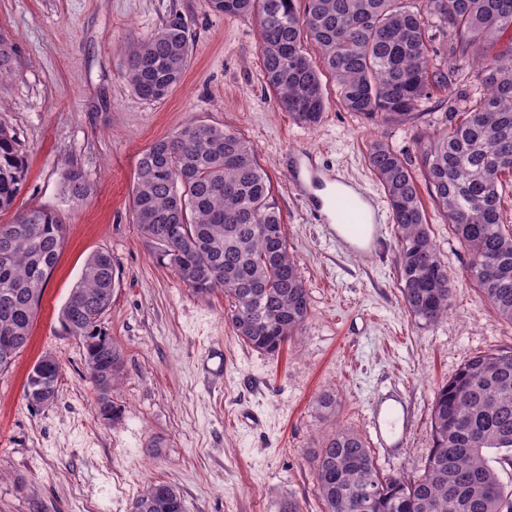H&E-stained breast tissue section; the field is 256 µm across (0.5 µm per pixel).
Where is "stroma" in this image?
I'll return each mask as SVG.
<instances>
[{
	"instance_id": "1",
	"label": "stroma",
	"mask_w": 512,
	"mask_h": 512,
	"mask_svg": "<svg viewBox=\"0 0 512 512\" xmlns=\"http://www.w3.org/2000/svg\"><path fill=\"white\" fill-rule=\"evenodd\" d=\"M191 26L193 51L180 85L163 101L141 100L121 76L124 45L145 39L170 11ZM0 38L13 43V74L0 81V126L29 159L12 210L57 212L67 228L58 264L40 301L31 339L0 371V512H130L148 482L173 484L185 512H321L312 453L342 426L360 434L383 473L422 475L432 448L435 390L470 356L512 347L500 319L468 277L469 254L438 212L431 236L454 276L447 318L428 324L404 308L390 215L370 252H358L308 211L290 183L292 154L381 189L371 144L388 142L417 161L421 131L448 124L447 91L415 123L381 128L344 111L328 86L322 122L297 123L273 104L262 78L254 17H225L208 0H0ZM197 121L233 130L258 151L285 224L288 251L310 296L297 343L276 355L246 347L225 316L222 292L198 296L160 260L133 221L138 161L156 139ZM80 167L91 185L67 201L63 176ZM110 252L118 284L102 324L125 351L111 399L122 410L102 420L85 376L80 343L58 316L87 257ZM61 365L57 400L27 405L23 387L35 362ZM224 369L214 372L212 358ZM331 392L336 405L321 408ZM399 418L378 447L380 408Z\"/></svg>"
}]
</instances>
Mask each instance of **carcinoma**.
Instances as JSON below:
<instances>
[{
    "label": "carcinoma",
    "mask_w": 512,
    "mask_h": 512,
    "mask_svg": "<svg viewBox=\"0 0 512 512\" xmlns=\"http://www.w3.org/2000/svg\"><path fill=\"white\" fill-rule=\"evenodd\" d=\"M217 14L258 16L263 79L277 108L308 127L326 108L330 76L345 110L380 126L414 122L429 111L431 89H449L457 118L421 152L426 185L470 255V279L496 314L512 323V235L503 231L502 176L512 173V0H209ZM448 34L450 62L437 59L432 32ZM318 51L314 61L307 52ZM192 51L185 15L172 11L147 38L124 47L123 78L139 99L159 102L180 85ZM14 46L0 39V81L12 74ZM468 67L469 94L452 80ZM368 162L382 186L398 233L401 294L407 312L426 323L448 316L454 277L439 259L419 184L404 156L375 141ZM26 155L0 126V212L23 187ZM73 203L91 191L84 171L63 177ZM131 208L140 234L177 280L196 295L224 292L228 321L251 349L269 355L297 338L310 297L289 255L284 224L256 148L220 125L189 122L141 155ZM65 226L34 208L0 224V370L29 343ZM112 255L97 251L59 316L80 341L100 418L122 378L123 347L101 327L112 305ZM432 451L416 480L382 474L364 440L340 428L314 451L322 512H512V491L485 458L512 461V348L476 354L440 386L431 408ZM130 512H184L175 486L152 482Z\"/></svg>",
    "instance_id": "obj_1"
}]
</instances>
